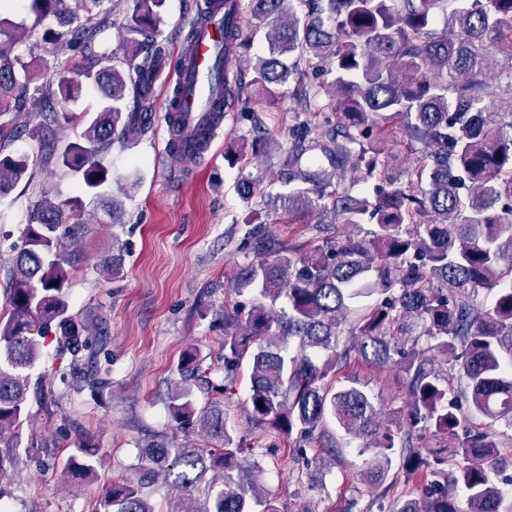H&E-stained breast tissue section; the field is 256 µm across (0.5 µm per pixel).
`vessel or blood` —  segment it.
I'll return each instance as SVG.
<instances>
[{"label": "vessel or blood", "instance_id": "1", "mask_svg": "<svg viewBox=\"0 0 512 512\" xmlns=\"http://www.w3.org/2000/svg\"><path fill=\"white\" fill-rule=\"evenodd\" d=\"M223 39L220 25L205 22L199 28L195 43L179 54L180 68L189 88L187 96L165 103L166 120H179L185 133L199 126H221L225 114L222 98L223 70L217 69V50Z\"/></svg>", "mask_w": 512, "mask_h": 512}]
</instances>
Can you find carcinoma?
I'll list each match as a JSON object with an SVG mask.
<instances>
[{"mask_svg": "<svg viewBox=\"0 0 512 512\" xmlns=\"http://www.w3.org/2000/svg\"><path fill=\"white\" fill-rule=\"evenodd\" d=\"M34 22L55 19L44 30L49 44L79 51L82 63L66 65L51 50L40 68L52 88L36 84L30 64L14 54L26 32L0 16V197L31 177L24 153L3 152L19 137L13 115L33 94L44 100L37 135L70 120L66 106L87 85L102 88L85 128L58 161L77 176L84 192L105 195L112 173L102 155L116 142L146 135L153 125L147 99L168 58L161 30L166 0H125L131 56L118 65L112 52H97V24L67 0H28ZM241 13L270 21L269 57L252 65L250 85L271 112L293 83L298 103L289 134L294 149L288 182L310 181L305 154L318 151L332 171L319 190L288 194L290 217L331 209L344 224L367 217V235L312 238L289 246L256 227L242 249L253 254L244 277L259 299L224 311V385L233 388L240 365L251 364L247 411L260 430L326 466L324 440L334 422L372 451L367 477L384 489L379 512H512V497L493 476L512 467V0H235ZM445 28L435 29L437 15ZM250 50L240 26L224 28V53L241 59ZM228 112H252L254 101L241 72L224 63ZM252 147L268 140L251 117ZM210 130L187 142L172 128L169 149L192 158ZM414 155L399 174L396 162ZM376 180L373 197L327 189L347 172ZM316 196H311V193ZM330 203H324V199ZM82 200L33 204L23 247L6 272L10 310L0 314V444L18 437L28 418L27 374L39 340L54 337V374L74 377L94 392L109 385L97 362L103 340L88 334L70 313L65 242L59 229L77 217ZM481 290L495 293L481 306ZM363 359L390 364L402 375L405 398L395 428L382 426L384 403L336 375ZM181 382L171 388L168 413L181 429H201L220 445L172 448L147 445L136 478L108 484L92 512H279L243 466L249 451L228 430L218 399L198 409L190 381L201 358L186 350L178 361ZM263 406H258V403ZM428 435L437 448L415 450ZM101 449L86 440L63 460L71 480L95 478ZM425 474L421 500L389 498L395 480ZM164 488L162 507L149 497Z\"/></svg>", "mask_w": 512, "mask_h": 512, "instance_id": "cac0c4a2", "label": "carcinoma"}]
</instances>
